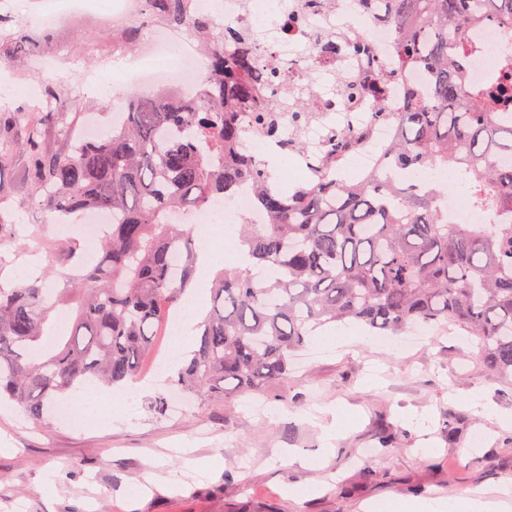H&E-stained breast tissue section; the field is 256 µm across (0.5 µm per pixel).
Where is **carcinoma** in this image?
<instances>
[{
  "label": "carcinoma",
  "mask_w": 512,
  "mask_h": 512,
  "mask_svg": "<svg viewBox=\"0 0 512 512\" xmlns=\"http://www.w3.org/2000/svg\"><path fill=\"white\" fill-rule=\"evenodd\" d=\"M394 33L396 58L365 79H338L343 103L385 102L389 85L419 68L425 88L408 90L400 112H376L396 127L381 166L356 179L272 185V172L243 149L240 114L265 135L279 133L283 112L302 131L311 95L268 99L247 39L217 30L189 0H146L148 12L186 26L208 58L198 101L171 90L128 98L123 121L64 153L43 143L44 119L0 112V164L23 145L37 207L69 217L110 216L102 256L75 258L63 287L44 275L0 283V397L38 422L47 408L87 383L120 387L138 373L153 337L193 287L197 247L186 217L238 186L251 187L266 223L242 225V260L219 271L212 309L198 322L200 341L171 378L175 389L204 400L224 385L255 394L288 377L295 353L313 331L356 323L377 336L414 324L457 328L475 338L479 359L512 378V222L450 224L439 201L448 189L414 175L429 165L465 174L475 206L512 215V59L475 88L465 85V58L477 50L471 25L492 23L512 34V0H362ZM363 132L332 131L323 165H338ZM183 256L180 267L171 253ZM69 304L70 335L41 346L45 324ZM40 348L38 357L29 351Z\"/></svg>",
  "instance_id": "1"
}]
</instances>
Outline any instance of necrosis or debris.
<instances>
[{"label": "necrosis or debris", "instance_id": "4bbe7bcc", "mask_svg": "<svg viewBox=\"0 0 512 512\" xmlns=\"http://www.w3.org/2000/svg\"><path fill=\"white\" fill-rule=\"evenodd\" d=\"M268 17H261L258 0H222L221 10H213L212 0H191L194 11L215 12L225 25L239 29L253 39L265 59L276 68L277 81L269 84V97H279L284 90L313 87L319 107L315 132L304 135L303 149L285 148L281 140L259 134L247 138L250 152H262L265 160H286L294 177L308 182L321 175L319 165L328 146V132L337 127L361 130L372 127L370 137L348 152L339 163L338 176L348 178L375 169L384 146L392 134L391 122L371 124L375 109L372 100L356 106L336 98V79L340 76L363 77L374 68L390 63L394 55L393 36L389 28L363 9L361 0H324L316 9L304 7L302 0H275ZM145 0H46L44 11L36 18L39 26L55 25L63 12L73 8L90 9L121 17L131 8H144ZM336 35L340 46L334 57H326L320 47L326 35ZM470 37L478 49L468 58L464 78L468 86L482 85L502 58L512 55V37L490 23L471 29ZM177 55V66H167L170 55ZM207 60L198 51L184 29L155 27L148 31L144 47L135 60L113 70L117 84L139 83L153 88H174L187 98H195ZM249 213L253 223H264L253 192L242 188L225 200L194 212L193 223L203 227L217 219L232 220L237 214Z\"/></svg>", "mask_w": 512, "mask_h": 512}]
</instances>
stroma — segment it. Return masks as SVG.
<instances>
[{
    "label": "stroma",
    "instance_id": "35a3bbf8",
    "mask_svg": "<svg viewBox=\"0 0 512 512\" xmlns=\"http://www.w3.org/2000/svg\"><path fill=\"white\" fill-rule=\"evenodd\" d=\"M43 0H16L7 15L9 52L0 69L15 91L9 110L39 112L30 91H44L70 68L110 69L112 46L126 35L102 14L71 16L44 29L34 19ZM96 85L68 92L44 130L48 149L63 151L88 116L103 110ZM24 153L0 167V188L14 200V236L0 240L13 281L69 266L67 247L84 222L57 224L31 209ZM305 363L270 383L268 407L247 413L241 398L216 394L185 412L157 417L155 398L169 389L168 367L141 363L131 398L102 388L99 424L84 427L74 409L87 388L57 403L67 417L34 425L16 404L0 401V512H362L378 500L471 499L492 488L512 491V383L487 370L474 343L448 334L408 352L355 341L343 351L310 341ZM375 377L367 386V377ZM483 412H476L475 404ZM351 426L313 465L339 417ZM454 421L455 434L444 426ZM482 430V447L472 445Z\"/></svg>",
    "mask_w": 512,
    "mask_h": 512
}]
</instances>
